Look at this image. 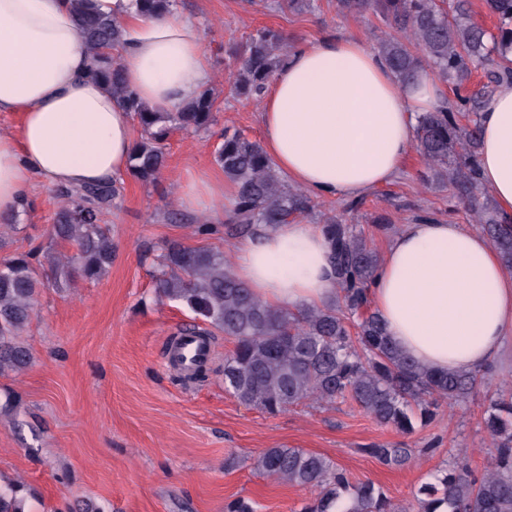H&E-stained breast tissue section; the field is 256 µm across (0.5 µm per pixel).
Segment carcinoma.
Returning <instances> with one entry per match:
<instances>
[{
  "instance_id": "carcinoma-1",
  "label": "carcinoma",
  "mask_w": 512,
  "mask_h": 512,
  "mask_svg": "<svg viewBox=\"0 0 512 512\" xmlns=\"http://www.w3.org/2000/svg\"><path fill=\"white\" fill-rule=\"evenodd\" d=\"M146 17L169 13L176 0H136ZM496 19L490 33L469 19L467 0H456L455 14L438 0H337L342 12H376L399 33L383 40L379 53L403 81L415 80L430 67L454 86L458 108L446 106L418 116L415 147L425 158L432 180L448 184L512 271V220L489 206L477 178L481 138L479 114L490 87L512 80V68L488 75L487 88L471 91L473 69L488 55H512V0H486ZM78 33L90 56V73L112 89L138 122L140 139L132 147L129 172L154 181L165 166V149L176 131H207L217 122L213 93L206 90L178 112L142 104L124 84L115 51L123 29L116 17L96 11L90 0H72ZM288 38L278 29L261 28L240 50L231 88L239 97L260 100L273 73L288 57ZM466 123H461V119ZM215 162L234 188L224 220L229 239L246 238L258 228L273 231L314 210L311 197L293 187L268 158L263 146L243 133L224 131ZM116 187L112 182L61 192L52 225L54 244L75 253H47L53 271L67 278L98 280L112 265L115 249L102 223ZM326 235L340 295L320 306L292 309L257 297L223 252L193 246L182 239L166 243L154 275L156 292L179 302L202 324L184 330L202 336L213 331L233 340L224 356V388L241 404L269 414L311 401L334 404L350 400L379 424L414 429L443 404L473 395L477 374L432 372L392 342L379 314L370 308L368 286L378 256L367 239L342 214L325 216ZM43 282L25 257L0 261V374L20 372L31 362L22 333L29 323ZM495 439V454L476 477L469 463L441 471L436 482L422 485L401 512H512V394L490 398L484 419ZM363 452L389 468L416 456L413 448L371 445ZM261 474L317 492L303 512H392L385 493L372 482L354 483L330 458L302 448H267L254 460ZM15 480L0 488V512H25Z\"/></svg>"
}]
</instances>
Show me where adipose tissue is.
Wrapping results in <instances>:
<instances>
[{
    "label": "adipose tissue",
    "instance_id": "ef3b65f1",
    "mask_svg": "<svg viewBox=\"0 0 512 512\" xmlns=\"http://www.w3.org/2000/svg\"><path fill=\"white\" fill-rule=\"evenodd\" d=\"M123 26L119 63L150 107L179 111L212 78L197 21L171 12L147 18L129 0H93ZM90 58L68 0H0V112L21 116L0 132V217L29 198L33 180L79 187L125 174L133 147L129 112L89 74ZM427 74L405 84L384 57L352 35L319 38L290 52L264 91V149L291 182L321 197H358L389 184L415 138L416 116L442 107ZM477 179L512 217V82L485 97ZM233 192L195 172L182 206L220 221ZM259 298L291 308L336 298L321 226L294 222L235 248ZM392 340L432 370L469 371L498 360L512 335V273L482 233L422 220L387 245L370 288Z\"/></svg>",
    "mask_w": 512,
    "mask_h": 512
}]
</instances>
